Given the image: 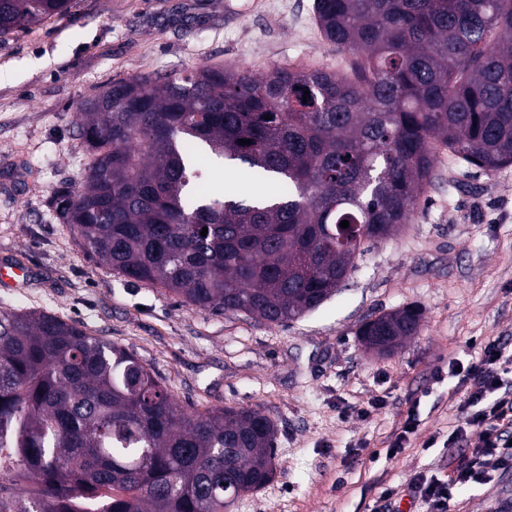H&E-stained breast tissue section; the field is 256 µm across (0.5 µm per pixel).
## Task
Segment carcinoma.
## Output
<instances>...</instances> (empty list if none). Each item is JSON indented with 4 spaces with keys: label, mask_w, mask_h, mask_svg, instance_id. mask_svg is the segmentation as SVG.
Returning <instances> with one entry per match:
<instances>
[{
    "label": "carcinoma",
    "mask_w": 512,
    "mask_h": 512,
    "mask_svg": "<svg viewBox=\"0 0 512 512\" xmlns=\"http://www.w3.org/2000/svg\"><path fill=\"white\" fill-rule=\"evenodd\" d=\"M69 4L0 0V37ZM314 13L361 56L356 76L204 65L115 79L78 104L91 159L54 205L89 258L201 310L283 325L406 223L438 150L512 164V0H314ZM215 164L275 192L215 193ZM419 323L399 309L358 336L390 353ZM275 436L256 408L183 409L77 322L0 310V464L37 479L23 495L0 485V512H224L274 479Z\"/></svg>",
    "instance_id": "cac0c4a2"
}]
</instances>
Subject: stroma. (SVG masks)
<instances>
[{"label":"stroma","mask_w":512,"mask_h":512,"mask_svg":"<svg viewBox=\"0 0 512 512\" xmlns=\"http://www.w3.org/2000/svg\"><path fill=\"white\" fill-rule=\"evenodd\" d=\"M313 0H72L69 11L0 38V308L81 323L134 354L185 409L245 406L277 426L276 474L228 512H426L407 485L470 457L452 444L459 379L450 360L482 347L512 354V166L488 173L440 153L437 177L401 232L371 246L340 289L285 325L186 305L88 259L50 201L89 157L77 102L115 78L208 64L266 74L284 63L349 76L355 57L328 42ZM414 306L417 336L377 356L366 317ZM404 450L386 447L408 410ZM390 500H382L385 490ZM448 512H512V465L489 461Z\"/></svg>","instance_id":"obj_1"}]
</instances>
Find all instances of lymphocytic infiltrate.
I'll return each instance as SVG.
<instances>
[{
	"instance_id": "lymphocytic-infiltrate-1",
	"label": "lymphocytic infiltrate",
	"mask_w": 512,
	"mask_h": 512,
	"mask_svg": "<svg viewBox=\"0 0 512 512\" xmlns=\"http://www.w3.org/2000/svg\"><path fill=\"white\" fill-rule=\"evenodd\" d=\"M448 369L462 383L458 424L451 437L474 440L475 447L468 462L448 478L412 477L411 488L429 512H445L458 486L481 477L486 457L512 463V390L502 391L500 385L501 372L512 370V355L492 343L478 361L467 365L452 361Z\"/></svg>"
}]
</instances>
